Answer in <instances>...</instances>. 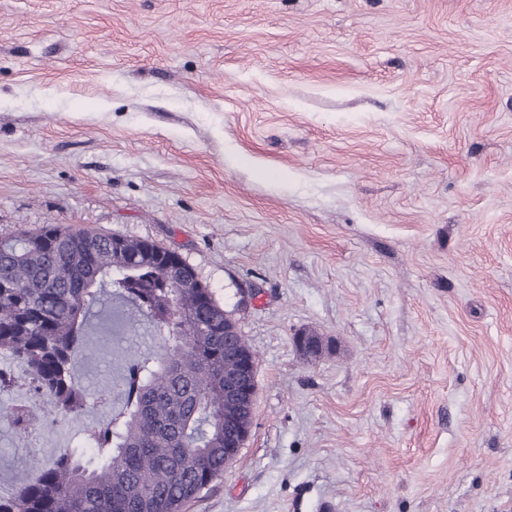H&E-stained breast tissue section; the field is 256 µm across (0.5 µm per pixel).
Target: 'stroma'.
<instances>
[{
  "mask_svg": "<svg viewBox=\"0 0 512 512\" xmlns=\"http://www.w3.org/2000/svg\"><path fill=\"white\" fill-rule=\"evenodd\" d=\"M45 224L179 249L258 356L181 512H512V0H0V239ZM161 344L96 316L0 483Z\"/></svg>",
  "mask_w": 512,
  "mask_h": 512,
  "instance_id": "1",
  "label": "stroma"
}]
</instances>
